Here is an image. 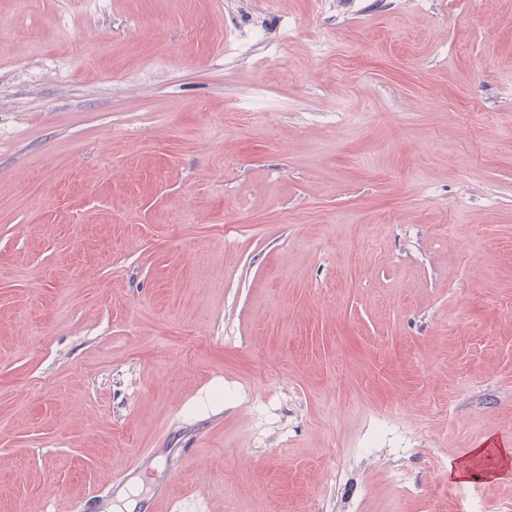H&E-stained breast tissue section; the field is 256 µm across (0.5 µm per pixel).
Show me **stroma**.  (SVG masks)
I'll return each mask as SVG.
<instances>
[{
  "instance_id": "35a3bbf8",
  "label": "stroma",
  "mask_w": 512,
  "mask_h": 512,
  "mask_svg": "<svg viewBox=\"0 0 512 512\" xmlns=\"http://www.w3.org/2000/svg\"><path fill=\"white\" fill-rule=\"evenodd\" d=\"M489 438L512 0H0V512H512ZM490 442L483 444L480 448H476L473 452L474 456H478L486 452L488 454V459H492V449H494L495 456L498 457V464L496 465V469L488 470V471H477V467L480 462L474 463L473 465L465 466L463 468H456L454 466L451 467L450 473L452 476H457L456 479L468 481L469 479L480 477V478H488L489 476L498 477L501 472H505L509 467V456L512 454V450L510 451L508 448L496 447V448H487ZM500 465V467H499ZM125 478L118 477L109 489H94L85 498L84 503L77 505L79 512H112V499L123 486Z\"/></svg>"
}]
</instances>
